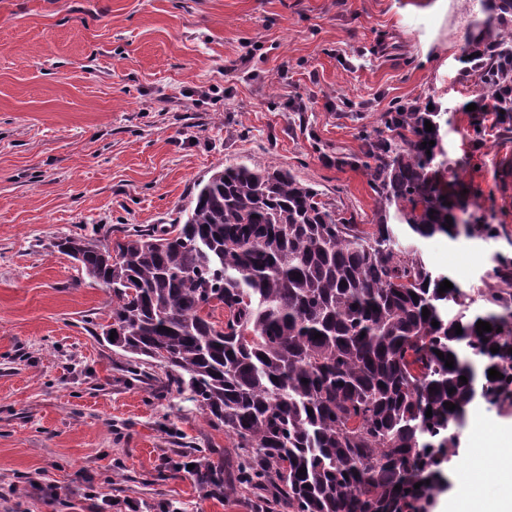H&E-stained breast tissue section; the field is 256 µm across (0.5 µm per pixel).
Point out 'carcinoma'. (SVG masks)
Returning <instances> with one entry per match:
<instances>
[{
	"instance_id": "carcinoma-1",
	"label": "carcinoma",
	"mask_w": 512,
	"mask_h": 512,
	"mask_svg": "<svg viewBox=\"0 0 512 512\" xmlns=\"http://www.w3.org/2000/svg\"><path fill=\"white\" fill-rule=\"evenodd\" d=\"M493 2L500 21L480 39L506 56L512 0ZM389 128L399 142L365 151L378 193L368 230L288 170L240 162L200 181L174 224L127 225L115 243L98 224L55 243L112 291L105 339L128 378L175 390L233 438V475L210 465L197 481L258 491L260 512H428L475 400L512 409V258L497 257L481 288L438 292L447 276L416 241L496 225L460 224L443 205L453 194L416 113H392ZM480 301L491 309L472 311Z\"/></svg>"
}]
</instances>
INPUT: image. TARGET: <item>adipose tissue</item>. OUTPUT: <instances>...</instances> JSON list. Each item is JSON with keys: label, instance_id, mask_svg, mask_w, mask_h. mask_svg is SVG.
<instances>
[{"label": "adipose tissue", "instance_id": "1", "mask_svg": "<svg viewBox=\"0 0 512 512\" xmlns=\"http://www.w3.org/2000/svg\"><path fill=\"white\" fill-rule=\"evenodd\" d=\"M461 482L465 494L450 512H512V423L470 455Z\"/></svg>", "mask_w": 512, "mask_h": 512}]
</instances>
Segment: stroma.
I'll return each instance as SVG.
<instances>
[{
    "instance_id": "35a3bbf8",
    "label": "stroma",
    "mask_w": 512,
    "mask_h": 512,
    "mask_svg": "<svg viewBox=\"0 0 512 512\" xmlns=\"http://www.w3.org/2000/svg\"><path fill=\"white\" fill-rule=\"evenodd\" d=\"M485 0H0V512H253L187 466L233 440L174 393L130 384L102 338L108 288L59 252L77 226L170 224L213 168L270 164L312 184L353 224L374 220L368 142L395 139L388 108L443 104L433 162L459 215L496 237L420 240L428 264L477 288L512 256V196L496 128L457 106L476 91L460 58ZM215 94L198 96V88ZM489 424L512 411L476 403ZM444 464L442 500L472 446ZM60 488L50 498V485Z\"/></svg>"
}]
</instances>
